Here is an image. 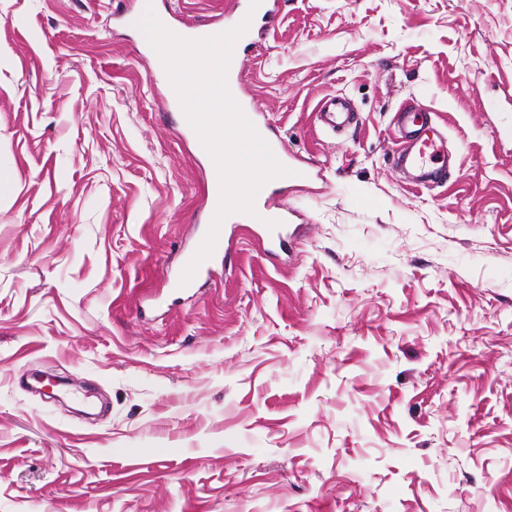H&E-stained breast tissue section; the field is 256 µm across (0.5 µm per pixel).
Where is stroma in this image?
<instances>
[{
    "instance_id": "35a3bbf8",
    "label": "stroma",
    "mask_w": 512,
    "mask_h": 512,
    "mask_svg": "<svg viewBox=\"0 0 512 512\" xmlns=\"http://www.w3.org/2000/svg\"><path fill=\"white\" fill-rule=\"evenodd\" d=\"M225 4L0 0V512H512V0H280L241 85L312 176L285 251L226 229L189 295L209 163L138 23ZM439 158L444 159L436 140L429 136H421L416 142V150L407 154H398L396 163L401 168L424 169L429 164L438 163Z\"/></svg>"
}]
</instances>
